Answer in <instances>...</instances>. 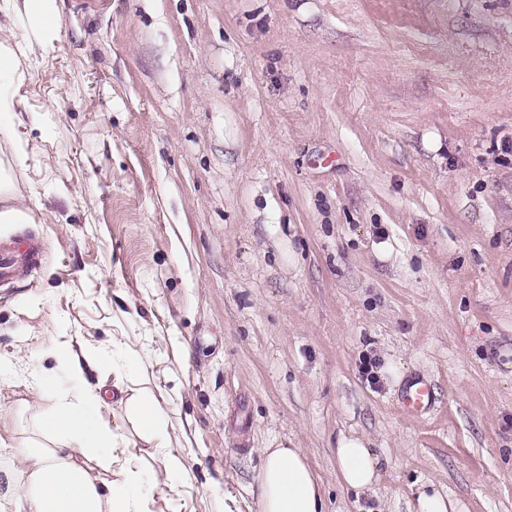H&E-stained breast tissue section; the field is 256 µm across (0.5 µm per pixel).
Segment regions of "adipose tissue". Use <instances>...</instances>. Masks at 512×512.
I'll list each match as a JSON object with an SVG mask.
<instances>
[{"mask_svg": "<svg viewBox=\"0 0 512 512\" xmlns=\"http://www.w3.org/2000/svg\"><path fill=\"white\" fill-rule=\"evenodd\" d=\"M92 364L88 355L65 360L73 397L58 402L42 422L40 442L16 454L5 473L0 512H150L145 473L131 465L124 434L100 414L105 392L86 379ZM115 389L144 440L159 443L153 393L120 383ZM336 464L344 488L362 494L374 491L383 475L380 456L362 436L338 437ZM259 488L260 512H327L323 484L302 449H264Z\"/></svg>", "mask_w": 512, "mask_h": 512, "instance_id": "obj_1", "label": "adipose tissue"}]
</instances>
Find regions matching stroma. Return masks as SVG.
I'll return each instance as SVG.
<instances>
[{"label":"stroma","instance_id":"35a3bbf8","mask_svg":"<svg viewBox=\"0 0 512 512\" xmlns=\"http://www.w3.org/2000/svg\"><path fill=\"white\" fill-rule=\"evenodd\" d=\"M52 7L29 45L0 0L26 73L0 133L21 218L0 239L46 247L0 287V468L68 396L59 358L90 351L91 382H148L161 410L155 448L118 398L101 409L153 512H259L280 443L328 512H411L426 481L512 512V0ZM342 434L381 458L368 495L336 478ZM405 401L411 414L422 412L431 401L430 388L423 382L413 383L406 390Z\"/></svg>","mask_w":512,"mask_h":512}]
</instances>
